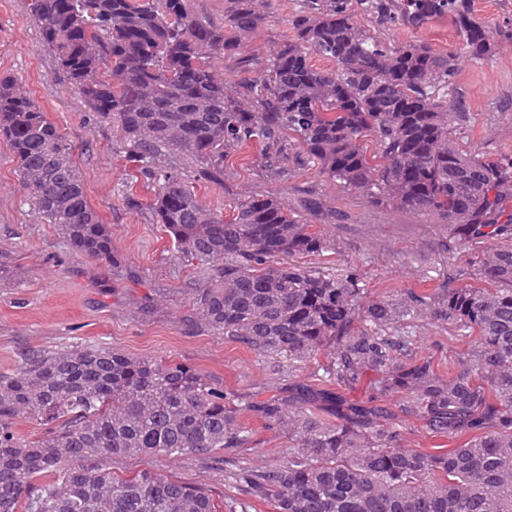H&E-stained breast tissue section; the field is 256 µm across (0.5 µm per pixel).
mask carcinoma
Here are the masks:
<instances>
[{"instance_id": "carcinoma-1", "label": "carcinoma", "mask_w": 512, "mask_h": 512, "mask_svg": "<svg viewBox=\"0 0 512 512\" xmlns=\"http://www.w3.org/2000/svg\"><path fill=\"white\" fill-rule=\"evenodd\" d=\"M382 20L421 27L448 15L460 48L367 35L351 0H313L295 36L264 59L249 52L263 24L253 0H228L224 25L190 0H27L42 42L96 119L120 129L115 151L151 184L153 220L177 252L207 264L196 305L208 326L262 353L334 352L326 374L352 384L381 374L383 393L440 432L473 436L447 453L402 446L395 415L305 381L246 409L288 427V462L241 474L275 512H512V158L479 159L453 145L452 78L461 55L492 53L472 0H371ZM333 63L316 68L310 55ZM257 75L227 82L216 63ZM292 133L333 183L414 212L448 234L488 243L472 260L481 287L451 288L433 314L479 340L445 380L431 363L399 362L404 303H363L355 273L285 262L326 248L281 197L248 196L232 216L205 209L195 183L224 185V158L258 143L281 168ZM0 137L18 161L26 203L71 250L111 265L112 230L85 194L71 144L12 76H0ZM378 152L370 157L365 138ZM239 408L201 372L86 346L24 355L0 375V512H224L208 489L143 470L112 473L116 457L209 456L246 448ZM46 431L21 435L18 419Z\"/></svg>"}]
</instances>
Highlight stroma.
I'll return each mask as SVG.
<instances>
[{
    "label": "stroma",
    "mask_w": 512,
    "mask_h": 512,
    "mask_svg": "<svg viewBox=\"0 0 512 512\" xmlns=\"http://www.w3.org/2000/svg\"><path fill=\"white\" fill-rule=\"evenodd\" d=\"M472 4L498 45L488 57L459 62L453 77L458 113L453 137L476 158L512 156V43L497 39L498 28L512 23V0ZM305 5L306 0H255L265 17L253 38L259 55H267L290 33L291 18ZM354 11L363 29L390 42L418 40L437 52L461 45L445 16L416 29L379 23L360 4ZM1 75L19 79L74 145L85 193L112 229L118 262L105 268L76 256L54 225L40 223L30 213L17 161L0 139V267L8 271L0 279V374L19 368L26 350L98 346L190 366L223 386L240 405L268 398L293 381L323 383L330 351L302 360L262 354L238 337L207 327L194 304L205 281L202 263L176 252L164 226L154 223L149 210L152 187L135 178L115 152L117 128L98 122L58 72L25 0H0ZM263 161L259 145L231 152L224 162L223 185L197 184L201 205L228 215L240 198H284L327 241L324 252L300 258V265L330 274L356 270L368 301L412 299L416 313L399 330L409 340L407 358L430 361L441 378L453 376L476 338L434 317L433 301L448 289L477 285L469 262L475 246L449 236L447 225L433 215L378 206L327 181L296 145L288 147L287 176L269 177ZM378 380V373L367 371L357 382L340 385L339 391L351 401L379 397L382 406L398 414L404 447L444 453L464 443V436L432 432L419 417L403 414L406 395H380ZM240 420L253 433L251 447L218 449L206 458L119 457L112 470L120 476L157 470L183 483L204 485L214 500L223 502L224 512H273L270 502L248 500L238 473L286 463L292 441L287 429L266 428L251 414H241Z\"/></svg>",
    "instance_id": "1"
}]
</instances>
